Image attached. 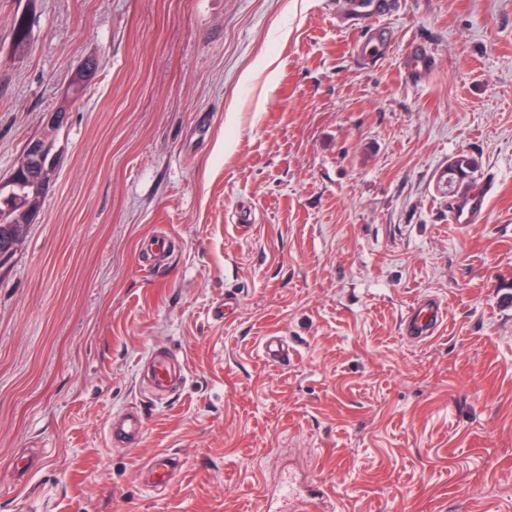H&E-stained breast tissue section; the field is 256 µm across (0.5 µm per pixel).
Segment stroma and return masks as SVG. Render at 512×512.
<instances>
[{"label": "stroma", "mask_w": 512, "mask_h": 512, "mask_svg": "<svg viewBox=\"0 0 512 512\" xmlns=\"http://www.w3.org/2000/svg\"><path fill=\"white\" fill-rule=\"evenodd\" d=\"M345 2L0 0V176L100 63L0 267V512H512V0H395L369 65ZM462 155L480 224L448 221ZM85 63L78 70L75 71V73L71 77V80H70V83H69V87L70 88H74V90L78 89V94L76 95V97H74V98H70V97L62 98V100L60 102V105L54 109L57 112L53 111V112H48L47 113V116H46V127L50 131L55 129L60 123H63V114L61 112H63V113L67 112L68 105L71 102L76 101L77 99H79L83 95L85 89L88 86V85L85 86L86 82H87V75L85 73V70L90 73L89 76L91 77L92 74L97 69V63L96 62L92 61V62H89V63H86V64ZM90 66H92V68ZM442 318V308L440 304L422 303L414 308L408 322V331L416 336H427L433 334L437 324ZM148 472L147 481L156 488L170 485L173 478L172 458L168 455L154 457L145 468Z\"/></svg>", "instance_id": "35a3bbf8"}]
</instances>
